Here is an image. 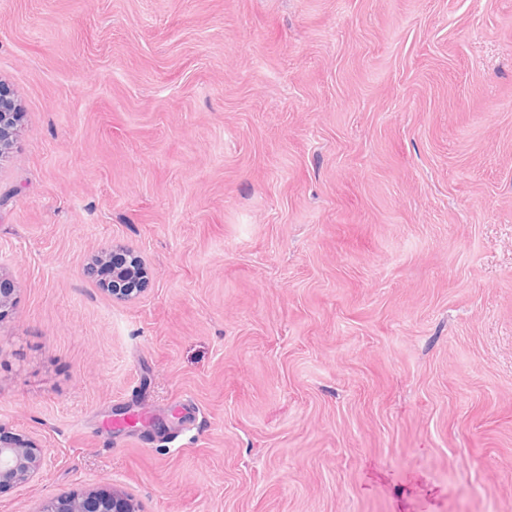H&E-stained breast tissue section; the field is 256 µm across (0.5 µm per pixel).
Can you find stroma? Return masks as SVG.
<instances>
[{"mask_svg":"<svg viewBox=\"0 0 512 512\" xmlns=\"http://www.w3.org/2000/svg\"><path fill=\"white\" fill-rule=\"evenodd\" d=\"M0 82V512H512V0H0ZM17 104L11 93L0 82V154L14 131ZM99 265V275L102 277L101 280L104 282L106 279L112 278V288H106L105 290L112 295V299H129L138 293H140L143 288H129L131 283L140 279L138 276L145 274L142 276L143 279H147V271L145 267H133L131 265L116 268L112 274V260L111 262H107ZM41 448L25 441H0V486L32 480L43 466ZM133 499L121 492L91 491L81 497H54L44 501L38 512H137Z\"/></svg>","mask_w":512,"mask_h":512,"instance_id":"obj_1","label":"stroma"}]
</instances>
